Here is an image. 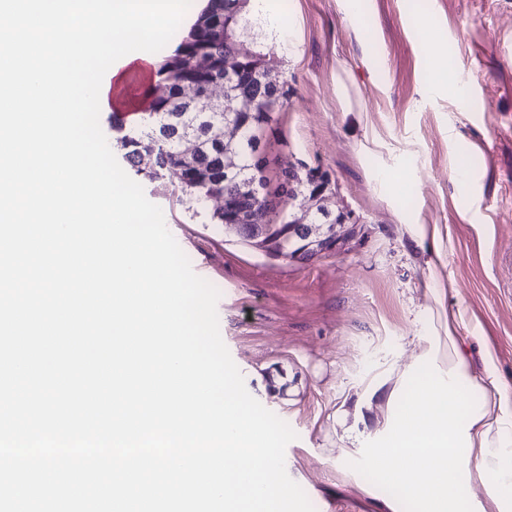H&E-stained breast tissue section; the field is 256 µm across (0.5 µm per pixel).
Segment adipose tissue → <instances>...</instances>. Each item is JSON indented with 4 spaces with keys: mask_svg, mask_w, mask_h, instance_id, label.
Instances as JSON below:
<instances>
[{
    "mask_svg": "<svg viewBox=\"0 0 512 512\" xmlns=\"http://www.w3.org/2000/svg\"><path fill=\"white\" fill-rule=\"evenodd\" d=\"M372 467L421 501L424 512H458L473 483L485 488L475 512H512V391L500 381L492 350L474 375L456 341L446 376L419 374Z\"/></svg>",
    "mask_w": 512,
    "mask_h": 512,
    "instance_id": "ef3b65f1",
    "label": "adipose tissue"
}]
</instances>
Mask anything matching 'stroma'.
I'll use <instances>...</instances> for the list:
<instances>
[{
  "label": "stroma",
  "mask_w": 512,
  "mask_h": 512,
  "mask_svg": "<svg viewBox=\"0 0 512 512\" xmlns=\"http://www.w3.org/2000/svg\"><path fill=\"white\" fill-rule=\"evenodd\" d=\"M296 55L253 24L288 105L266 130L269 172L334 180L361 231L308 262L274 260L211 223L212 202L154 195L192 266L220 292V333L248 392L297 434L289 477L315 512L414 503L371 468L391 392L417 359L448 367V315L475 372L491 346L512 390V0H298ZM357 431V439L347 431Z\"/></svg>",
  "instance_id": "1"
}]
</instances>
